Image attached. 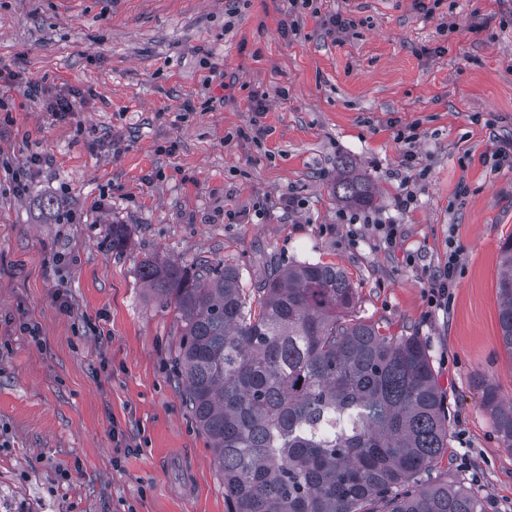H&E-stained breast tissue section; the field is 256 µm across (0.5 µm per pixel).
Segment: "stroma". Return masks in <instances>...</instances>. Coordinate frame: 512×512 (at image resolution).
<instances>
[{"mask_svg": "<svg viewBox=\"0 0 512 512\" xmlns=\"http://www.w3.org/2000/svg\"><path fill=\"white\" fill-rule=\"evenodd\" d=\"M316 5L0 0V70L42 84L0 111V161L43 158L23 192L0 168V512H227L182 400L176 312L139 275L155 257L224 260L246 288L270 264L345 269L357 316L427 347L451 417L438 472L512 512V447L475 384L512 398L496 288L512 166L491 159L512 142V0ZM335 13L345 34L323 23ZM64 97L78 107L62 118ZM344 158L374 186L369 206L336 199ZM41 195L62 200L58 218ZM379 224L402 226L398 247ZM452 241L439 309L427 292ZM459 249L454 242L448 244V263L431 282L428 301L433 307H446L454 287L455 276L458 267Z\"/></svg>", "mask_w": 512, "mask_h": 512, "instance_id": "stroma-1", "label": "stroma"}]
</instances>
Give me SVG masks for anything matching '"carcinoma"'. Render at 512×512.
<instances>
[{
    "label": "carcinoma",
    "mask_w": 512,
    "mask_h": 512,
    "mask_svg": "<svg viewBox=\"0 0 512 512\" xmlns=\"http://www.w3.org/2000/svg\"><path fill=\"white\" fill-rule=\"evenodd\" d=\"M333 189L352 206L374 199L349 160ZM140 277L178 313L185 403L213 449L228 512H483L464 479L435 474L450 415L424 344L357 317L341 268H271L247 289L222 260L155 259ZM497 290L512 356V238ZM478 385L512 447V402Z\"/></svg>",
    "instance_id": "obj_1"
}]
</instances>
